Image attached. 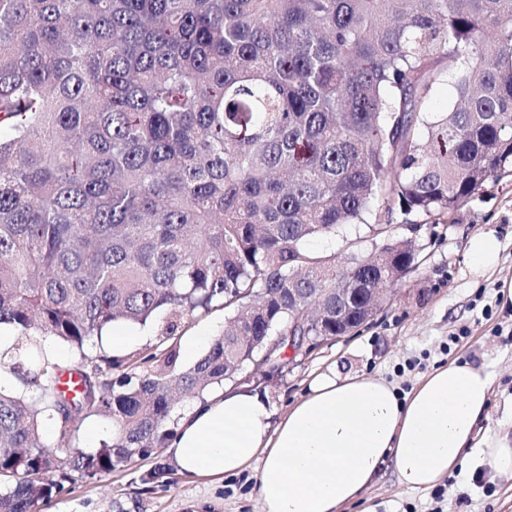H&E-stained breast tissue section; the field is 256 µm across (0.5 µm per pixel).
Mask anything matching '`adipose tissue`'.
Masks as SVG:
<instances>
[{
    "label": "adipose tissue",
    "instance_id": "adipose-tissue-1",
    "mask_svg": "<svg viewBox=\"0 0 512 512\" xmlns=\"http://www.w3.org/2000/svg\"><path fill=\"white\" fill-rule=\"evenodd\" d=\"M491 386L465 360L404 395L380 379L323 373L275 425L265 396L221 393L183 412L172 451L197 476L256 470L262 512H342L388 466L414 492L465 467L512 471V437L480 429Z\"/></svg>",
    "mask_w": 512,
    "mask_h": 512
}]
</instances>
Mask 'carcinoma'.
Here are the masks:
<instances>
[{"instance_id": "1", "label": "carcinoma", "mask_w": 512, "mask_h": 512, "mask_svg": "<svg viewBox=\"0 0 512 512\" xmlns=\"http://www.w3.org/2000/svg\"><path fill=\"white\" fill-rule=\"evenodd\" d=\"M510 167L512 0H0V375L35 388L0 389V512L155 457L175 394L281 373L279 337L362 326L336 289L392 291L416 258L387 218ZM371 213L369 255L307 248ZM217 308L182 365L179 329ZM118 321L155 325L139 359L104 349ZM93 415L112 438L87 452ZM457 100L456 89L451 81L443 79L434 88L430 99L431 112H446ZM78 426L77 442L86 451L98 448L102 440L107 439L112 430L110 421L102 416H90L81 421Z\"/></svg>"}]
</instances>
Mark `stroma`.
<instances>
[{
  "mask_svg": "<svg viewBox=\"0 0 512 512\" xmlns=\"http://www.w3.org/2000/svg\"><path fill=\"white\" fill-rule=\"evenodd\" d=\"M414 221L409 232L406 221ZM393 235L414 238L416 266L372 321L300 356L282 377L267 383L274 418L306 395L312 380L337 375L380 378L399 393L454 359L488 368L491 395L481 425L512 434L505 407L512 401V172L488 180L451 214L396 215ZM490 234L501 244L496 264L475 272L472 237ZM139 469L120 467L101 478L70 486L40 504L38 512H261L253 473L213 481L174 471L153 489ZM344 512H512V475L485 467L481 475L460 470L425 492L401 486L392 469Z\"/></svg>",
  "mask_w": 512,
  "mask_h": 512,
  "instance_id": "1",
  "label": "stroma"
}]
</instances>
